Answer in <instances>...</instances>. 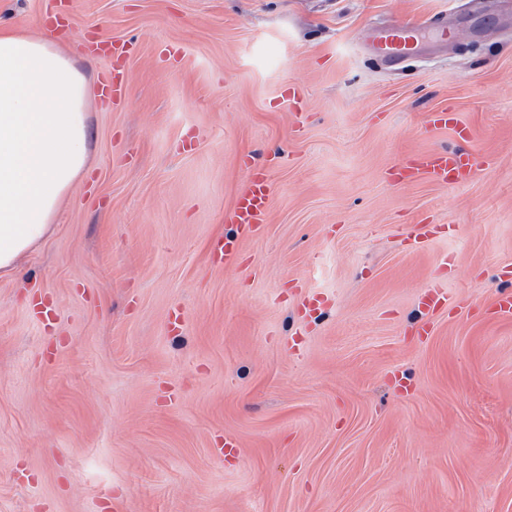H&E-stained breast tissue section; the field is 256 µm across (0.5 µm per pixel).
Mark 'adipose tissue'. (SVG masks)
Returning a JSON list of instances; mask_svg holds the SVG:
<instances>
[{
	"mask_svg": "<svg viewBox=\"0 0 512 512\" xmlns=\"http://www.w3.org/2000/svg\"><path fill=\"white\" fill-rule=\"evenodd\" d=\"M92 96L67 50L0 27V277L49 238L88 173Z\"/></svg>",
	"mask_w": 512,
	"mask_h": 512,
	"instance_id": "ef3b65f1",
	"label": "adipose tissue"
}]
</instances>
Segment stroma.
I'll return each mask as SVG.
<instances>
[{"instance_id":"35a3bbf8","label":"stroma","mask_w":512,"mask_h":512,"mask_svg":"<svg viewBox=\"0 0 512 512\" xmlns=\"http://www.w3.org/2000/svg\"><path fill=\"white\" fill-rule=\"evenodd\" d=\"M441 14L447 37L373 58ZM0 26L95 85L128 48L91 171L0 278V512H512V0H0ZM442 107L487 166L392 180L463 142L425 131ZM248 155L270 220L224 268ZM432 280L454 305L422 338ZM422 39L421 29L393 25L380 33L372 52L384 60L393 59L413 52Z\"/></svg>"}]
</instances>
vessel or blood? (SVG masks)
Masks as SVG:
<instances>
[{
    "mask_svg": "<svg viewBox=\"0 0 512 512\" xmlns=\"http://www.w3.org/2000/svg\"><path fill=\"white\" fill-rule=\"evenodd\" d=\"M423 39L421 30L395 25L381 32L372 51L389 60L413 52ZM487 164L484 154L467 149L412 153L405 157L400 179L412 181L426 178L443 186L459 187L468 183ZM271 190L266 174L252 169L244 173L243 185L233 206L224 215L233 234L218 238L209 249L211 260L220 266L235 265L245 239L254 237L269 221ZM423 309L436 313L447 307L449 299L438 283H430L421 297Z\"/></svg>",
    "mask_w": 512,
    "mask_h": 512,
    "instance_id": "b4317fda",
    "label": "vessel or blood"
}]
</instances>
